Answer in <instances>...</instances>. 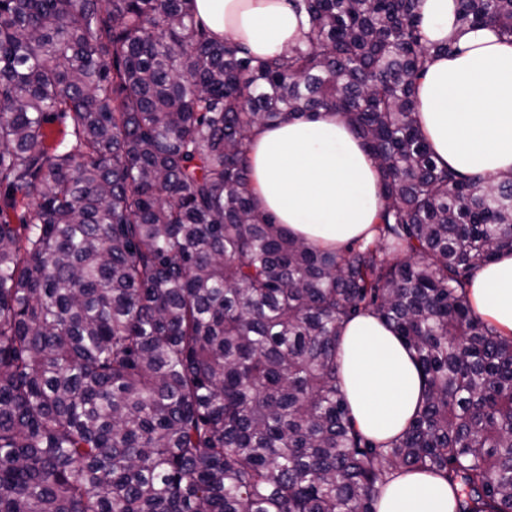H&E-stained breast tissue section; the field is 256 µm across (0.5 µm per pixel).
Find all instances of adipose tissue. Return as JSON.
I'll use <instances>...</instances> for the list:
<instances>
[{
    "instance_id": "adipose-tissue-1",
    "label": "adipose tissue",
    "mask_w": 512,
    "mask_h": 512,
    "mask_svg": "<svg viewBox=\"0 0 512 512\" xmlns=\"http://www.w3.org/2000/svg\"><path fill=\"white\" fill-rule=\"evenodd\" d=\"M455 0H420L430 42L455 41L459 52L432 60L417 86L422 131L438 162L465 174H512V43L489 26L457 25ZM195 15L216 36L229 35L257 57L294 45L308 27L292 0H193ZM261 205L293 235L325 248L365 234L380 205L379 179L360 139L330 111L260 130L251 154ZM476 310L512 333V254L477 271ZM341 376L358 428L385 440L398 435L422 397L406 349L374 316L349 321L342 333ZM442 477L396 475L379 493L378 512H453Z\"/></svg>"
}]
</instances>
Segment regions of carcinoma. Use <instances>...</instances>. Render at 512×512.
Wrapping results in <instances>:
<instances>
[{
  "label": "carcinoma",
  "instance_id": "1",
  "mask_svg": "<svg viewBox=\"0 0 512 512\" xmlns=\"http://www.w3.org/2000/svg\"><path fill=\"white\" fill-rule=\"evenodd\" d=\"M257 58L190 0H0V512H377L402 468L454 512H512V335L476 271L512 253V176L440 164L416 82L419 0H295ZM512 36V0H456ZM336 112L383 206L335 250L256 198L252 136ZM416 364L398 437L356 427L344 323Z\"/></svg>",
  "mask_w": 512,
  "mask_h": 512
}]
</instances>
